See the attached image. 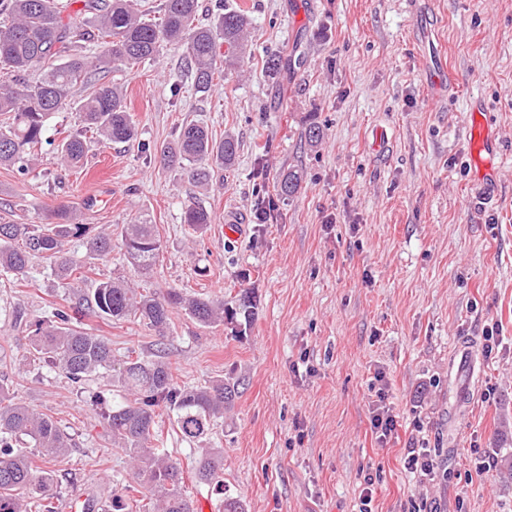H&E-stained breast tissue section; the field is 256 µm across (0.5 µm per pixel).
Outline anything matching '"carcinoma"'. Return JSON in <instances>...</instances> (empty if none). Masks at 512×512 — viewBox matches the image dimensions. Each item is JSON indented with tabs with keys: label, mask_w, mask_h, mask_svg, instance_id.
<instances>
[{
	"label": "carcinoma",
	"mask_w": 512,
	"mask_h": 512,
	"mask_svg": "<svg viewBox=\"0 0 512 512\" xmlns=\"http://www.w3.org/2000/svg\"><path fill=\"white\" fill-rule=\"evenodd\" d=\"M216 9L214 22L199 27L195 24L198 0H164L159 22L135 8L134 0H85L84 9L68 15L59 0H0V116H8L0 121V165L26 173L25 146L41 142L53 115L71 105L78 109L83 128L103 141L136 142V126L116 85L102 77L88 80L86 97L72 101L73 88L92 68L106 73L118 66L146 64L164 46L180 45L186 49L196 90L207 91L219 66L228 67L245 55L250 27L246 10L226 6L224 0H216ZM223 45L227 52L222 54ZM35 71L39 77L32 81L28 75ZM236 154L234 138L217 142L207 128L190 123L180 129L174 144L160 149L159 162L164 168L189 166L192 177L202 182L213 168L232 165ZM84 156L82 135L63 140L64 165L77 168ZM300 183V174L290 170L280 180V193L289 197ZM183 223L197 231L212 223V217L205 209L189 205L183 211ZM71 238L86 240L90 259L100 260L112 252V234L91 233L90 225L78 222L67 206L50 211L43 224L0 223V276L12 282L23 280L31 258L40 257L57 278L68 280L85 267L65 249ZM121 248L139 270L153 269L162 248L156 225H123ZM90 304L105 319L120 320L134 312L162 339L167 337L170 312L177 307L204 327L221 322L236 326L240 312L248 322L256 308L248 294L242 295L235 309L207 297L186 298L176 288L158 295L138 294L111 278L98 282ZM83 316L79 302L52 308L37 321L34 356L73 383L100 370L112 372L108 386L131 395L107 413L112 441L133 460L139 486L155 496L156 512H194L179 464L146 446L155 429L157 409L165 408L181 439L201 443L214 422L233 406L241 382L220 378L204 387L182 388L160 359L129 357L117 366L112 346L85 331ZM18 441L36 453L16 447ZM68 448L69 438L52 416L34 411L1 384L0 512H55L46 495L54 482L50 464ZM223 474L224 451L202 449L195 481L221 490Z\"/></svg>",
	"instance_id": "cac0c4a2"
}]
</instances>
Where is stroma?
Segmentation results:
<instances>
[{
    "mask_svg": "<svg viewBox=\"0 0 512 512\" xmlns=\"http://www.w3.org/2000/svg\"><path fill=\"white\" fill-rule=\"evenodd\" d=\"M251 18L247 53L196 91L185 50L112 72L138 130L136 144L104 143L66 109L49 122L29 172L0 166V219L42 223L65 203L93 229L111 227L112 254L64 287L41 258L22 283H0V383L70 435L51 465L56 512L71 503L109 512L128 492L143 512L135 469L112 441L103 409L84 402L102 373L72 384L29 355L52 306L88 298L122 276L138 292L179 289L256 310L243 333L200 326L173 309L164 345L137 316L87 312L86 331L115 362L163 349L181 386L245 381L209 445L224 451V491L190 476L200 454L160 419L150 447L187 474L191 497L242 498L248 512H358L372 475V512H512V0H226ZM279 55L269 76L265 61ZM442 60L452 83H435ZM496 142L495 186L481 183L467 131L472 104ZM323 129L307 146L310 123ZM238 142L209 183L159 168L154 155L182 126ZM83 134L87 161L62 166L56 145ZM303 178L292 196L280 174ZM267 223H257L262 203ZM213 218L197 233L185 205ZM156 225L163 243L149 281L127 263L123 225ZM494 348H487V336ZM471 344L480 379L462 363ZM396 430L379 439L373 416ZM436 455L433 478L412 473L408 449Z\"/></svg>",
    "mask_w": 512,
    "mask_h": 512,
    "instance_id": "stroma-1",
    "label": "stroma"
}]
</instances>
